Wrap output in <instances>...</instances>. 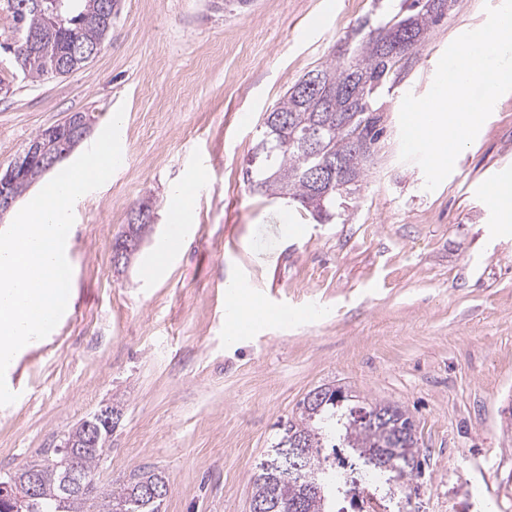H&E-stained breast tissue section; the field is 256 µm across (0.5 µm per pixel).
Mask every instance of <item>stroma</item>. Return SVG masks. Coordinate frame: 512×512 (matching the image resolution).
<instances>
[{
	"instance_id": "1",
	"label": "stroma",
	"mask_w": 512,
	"mask_h": 512,
	"mask_svg": "<svg viewBox=\"0 0 512 512\" xmlns=\"http://www.w3.org/2000/svg\"><path fill=\"white\" fill-rule=\"evenodd\" d=\"M492 2L452 0L385 99L386 130L347 220L306 216L295 234L272 222L288 200L243 181L259 128L237 115L262 117L331 60L373 0H118L93 61L33 83L0 52V169L72 112L89 114L97 136L123 110L128 155L76 206L66 314L12 360L0 473L40 462L109 402L120 418L102 484L149 466L169 484L161 512H249L280 424L311 391L340 386L354 403L398 404L417 427L422 473L375 512H512V234L479 193L498 168L512 171V92L435 190L400 158L403 97L428 93L445 49L482 27ZM326 11L329 28L306 35ZM199 153L207 168L194 166ZM195 178L183 249L147 279L170 191ZM144 204L153 231L115 264L113 244ZM239 280L297 320L228 344L224 290Z\"/></svg>"
}]
</instances>
